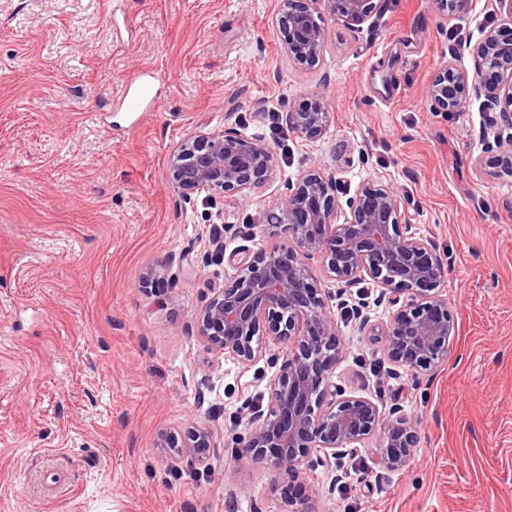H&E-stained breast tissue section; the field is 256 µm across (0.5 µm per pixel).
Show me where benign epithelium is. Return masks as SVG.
Listing matches in <instances>:
<instances>
[{"mask_svg":"<svg viewBox=\"0 0 512 512\" xmlns=\"http://www.w3.org/2000/svg\"><path fill=\"white\" fill-rule=\"evenodd\" d=\"M501 23L490 28L473 47L478 70L471 76L445 65L427 89L440 111L461 112L481 81L493 79L498 93L491 100L500 119L512 126V0H498ZM279 18L284 51L303 67L319 60L324 43L320 19L326 11L349 26H359L373 12L374 0H283ZM441 15L462 12L468 0H432ZM288 126L313 139L329 126L323 102L313 99L288 113ZM497 168L512 178V136L494 137ZM274 155L265 143L226 128L196 132L169 155L171 183L184 195L202 191L234 192L241 199L269 182ZM339 181L314 169L288 185L285 196L268 211L297 244L300 256L277 248L253 257L229 255L237 268L231 286L219 291L201 309L199 336L213 349L249 366L272 344L294 340L282 353L278 371L268 380L267 407L249 408V432L236 440L242 459L296 471L312 455L330 468L347 449L376 440L378 464L400 469L417 445V420L398 407L382 417L370 400L347 395L330 382V363L343 345L335 319L318 297L307 261L321 259L327 277L351 284L373 282L394 307L389 323L375 328L383 337L389 360L412 370H426L445 361L454 336L448 301L440 294L442 265L426 239L404 230V201L385 184L367 183L349 201V215L337 223L334 207ZM214 447L210 428L192 419L183 431L182 448L199 466H208Z\"/></svg>","mask_w":512,"mask_h":512,"instance_id":"obj_1","label":"benign epithelium"}]
</instances>
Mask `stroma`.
Here are the masks:
<instances>
[{
    "label": "stroma",
    "mask_w": 512,
    "mask_h": 512,
    "mask_svg": "<svg viewBox=\"0 0 512 512\" xmlns=\"http://www.w3.org/2000/svg\"><path fill=\"white\" fill-rule=\"evenodd\" d=\"M375 4L357 27L324 13L305 68L282 0H0V512H512V178L483 138L490 87L460 113L426 96L446 62L475 71L501 16ZM145 69L158 97L135 121L116 99ZM315 97L329 126L306 140L288 114ZM227 128L272 147L274 178L245 204L175 192L172 149ZM312 169L339 178L341 217L362 185L392 186L443 263L453 354L418 373L370 333L392 315L378 288L309 263L344 346L331 381L418 421L398 470L371 440L333 470L231 454L276 366L211 350L196 318L236 276L226 254L296 251L267 211ZM191 418L214 432L206 470L164 446Z\"/></svg>",
    "instance_id": "stroma-1"
}]
</instances>
